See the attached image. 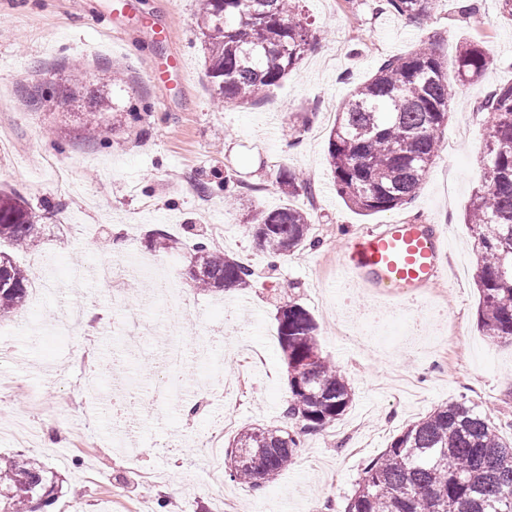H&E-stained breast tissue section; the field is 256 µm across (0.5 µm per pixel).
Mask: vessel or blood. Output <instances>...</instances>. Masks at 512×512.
Instances as JSON below:
<instances>
[{"mask_svg": "<svg viewBox=\"0 0 512 512\" xmlns=\"http://www.w3.org/2000/svg\"><path fill=\"white\" fill-rule=\"evenodd\" d=\"M444 239L435 224L399 221L352 239L344 262L370 291L400 299L419 298L444 268Z\"/></svg>", "mask_w": 512, "mask_h": 512, "instance_id": "1", "label": "vessel or blood"}]
</instances>
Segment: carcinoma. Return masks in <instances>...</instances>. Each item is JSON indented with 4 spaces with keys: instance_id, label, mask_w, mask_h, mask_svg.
<instances>
[{
    "instance_id": "cac0c4a2",
    "label": "carcinoma",
    "mask_w": 512,
    "mask_h": 512,
    "mask_svg": "<svg viewBox=\"0 0 512 512\" xmlns=\"http://www.w3.org/2000/svg\"><path fill=\"white\" fill-rule=\"evenodd\" d=\"M300 0H201L196 17L208 58L215 99L245 106L283 82L317 39L304 24ZM441 0H372L376 15L418 22L433 17ZM428 40L411 52L385 59L357 85L337 113L328 139L336 192L351 208L374 214L409 204L440 153L457 89L478 81L493 64L475 40L457 44L454 77ZM84 131L96 135L98 113L109 98L93 101ZM491 115L481 156L484 181L466 215L479 252L478 324L484 335L512 342V83L491 89L478 104ZM276 182L295 195L312 185L282 168ZM41 214L15 190H0V317L23 309L32 279L17 253L38 241ZM246 230L275 259L306 246L308 213L291 205L255 209ZM148 244L164 254L177 241L162 227L148 231ZM187 275L202 290L230 291L253 285L242 262L211 248L197 233ZM279 343L288 366L291 426L251 428L226 450L231 480L261 488L288 469L301 448L300 434L335 423L353 401L347 378L319 355L316 323L298 304L279 308ZM56 494L54 473L36 458L0 456V512H38ZM345 512H512V442L503 440L490 416L474 405L450 402L409 424L362 469Z\"/></svg>"
}]
</instances>
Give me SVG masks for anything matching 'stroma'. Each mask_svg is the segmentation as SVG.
I'll return each instance as SVG.
<instances>
[{
	"instance_id": "1",
	"label": "stroma",
	"mask_w": 512,
	"mask_h": 512,
	"mask_svg": "<svg viewBox=\"0 0 512 512\" xmlns=\"http://www.w3.org/2000/svg\"><path fill=\"white\" fill-rule=\"evenodd\" d=\"M459 0H442L434 18L417 24L376 15L371 0H301L302 17L325 30L283 84L256 103L237 107L213 98L207 62L196 28V0H0V186L23 194L48 215L35 250L22 253L34 279L54 281L39 303L0 319V455L38 458L57 474L62 489L48 512H64L80 487L82 512H344L367 460L382 453L406 425L452 400L476 405L512 439V344L483 336L477 319L475 286L478 252L465 222L472 191L482 178L488 116L476 111L485 93L512 83V21L497 0H478L479 11L461 18ZM170 30L159 39L157 28ZM438 52L452 61L457 41L480 40L495 63L460 91L443 134L440 157L402 208L361 214L337 196L328 162V135L351 91L391 55L405 54L430 32ZM181 54L183 81L148 83L150 66H164ZM80 59L82 93L63 99L68 64ZM125 72L118 111L105 115L98 142L83 138L88 95L101 86V66ZM41 86V102L28 109L24 97ZM140 113L128 123L127 113ZM311 115L300 125V113ZM52 160L54 169L43 168ZM299 171L314 195L288 197L276 183L279 169ZM232 173L243 184L234 206L224 204L222 183ZM212 185L209 195L198 181ZM290 204L309 212L314 246L270 260L248 236L244 218L252 207L273 210ZM412 220L440 225L446 232L451 281L433 287L446 316L460 332L441 342L438 323L413 326L408 305L367 298L340 279L347 242L383 225ZM181 238L163 256L149 250L145 235L154 225ZM189 224L219 226L224 237L212 245L256 272L253 287L222 294L194 288L185 275L192 237ZM124 252L154 259L156 268L190 300L194 315L177 341L194 349L206 329L224 341L214 357L189 360L172 374L177 397L135 412L129 422L101 408L91 428H59L58 416L85 402L82 383L90 370L78 351L96 345L98 364L119 357L123 371L101 379L104 388L124 387L132 395L150 391L163 375L155 350L165 342L152 335L153 310L134 329L135 344L121 332L106 331L113 308L96 303L98 282L75 286L72 269L109 263ZM48 254L53 263L34 264ZM296 303L318 325L320 354L347 377L354 399L345 414L322 432L302 436L288 470L272 484L251 492L231 480L214 484L195 450L173 448L172 437L207 433L224 412L220 391L242 382L232 412L235 429L285 425L287 367L279 344L276 314ZM80 304L89 318L76 335L52 329L60 310Z\"/></svg>"
}]
</instances>
